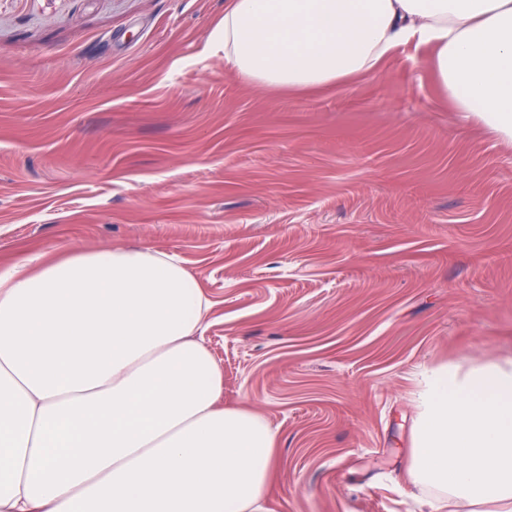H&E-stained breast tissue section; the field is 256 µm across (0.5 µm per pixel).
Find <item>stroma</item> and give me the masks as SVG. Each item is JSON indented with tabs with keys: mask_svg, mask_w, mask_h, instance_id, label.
I'll return each instance as SVG.
<instances>
[{
	"mask_svg": "<svg viewBox=\"0 0 512 512\" xmlns=\"http://www.w3.org/2000/svg\"><path fill=\"white\" fill-rule=\"evenodd\" d=\"M225 0H0V271L136 248L211 303L224 401L277 434L268 512H418L422 372L512 356V141L426 49L312 92L224 64Z\"/></svg>",
	"mask_w": 512,
	"mask_h": 512,
	"instance_id": "1",
	"label": "stroma"
}]
</instances>
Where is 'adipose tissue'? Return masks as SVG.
I'll use <instances>...</instances> for the list:
<instances>
[{
  "label": "adipose tissue",
  "instance_id": "1",
  "mask_svg": "<svg viewBox=\"0 0 512 512\" xmlns=\"http://www.w3.org/2000/svg\"><path fill=\"white\" fill-rule=\"evenodd\" d=\"M224 63L327 88L397 47L433 49L450 108L512 140V0H227ZM210 308L137 249L0 273V512H265L277 438L225 405ZM405 472L450 512H512V357L424 370Z\"/></svg>",
  "mask_w": 512,
  "mask_h": 512
}]
</instances>
